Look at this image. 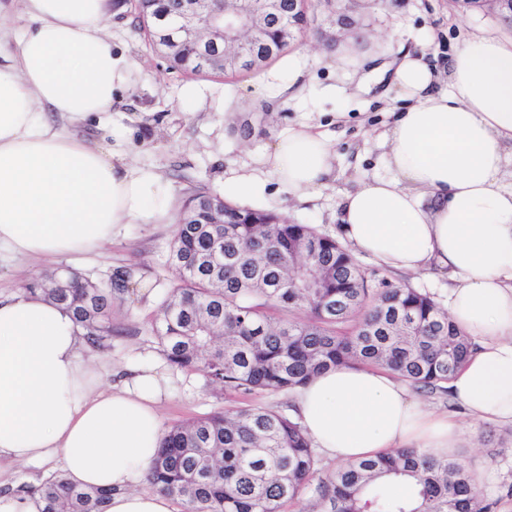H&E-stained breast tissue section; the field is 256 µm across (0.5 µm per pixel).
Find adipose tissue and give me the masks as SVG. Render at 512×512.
<instances>
[{
	"label": "adipose tissue",
	"mask_w": 512,
	"mask_h": 512,
	"mask_svg": "<svg viewBox=\"0 0 512 512\" xmlns=\"http://www.w3.org/2000/svg\"><path fill=\"white\" fill-rule=\"evenodd\" d=\"M19 3L34 27L0 57V250L77 260L124 225L171 222L170 181L134 165L112 125L135 65L105 34L117 0ZM390 69L410 106L381 135L387 175L343 195V237L388 268L447 270L450 319L476 344L448 397L473 421L512 425V42L472 36L449 57L444 90L410 54ZM64 120L102 135L72 136ZM332 172L330 140L305 126L224 192L250 199L274 183L309 199ZM87 349L72 313L43 294L0 297V466L59 459L74 482L111 489L107 512H172L169 496L130 488L163 435L165 375L139 368L106 387ZM293 402L313 446L346 463L405 447L450 456L462 432L382 369L324 371Z\"/></svg>",
	"instance_id": "ef3b65f1"
}]
</instances>
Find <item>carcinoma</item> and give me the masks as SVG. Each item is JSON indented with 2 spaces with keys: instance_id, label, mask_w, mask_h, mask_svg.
I'll return each mask as SVG.
<instances>
[{
  "instance_id": "1",
  "label": "carcinoma",
  "mask_w": 512,
  "mask_h": 512,
  "mask_svg": "<svg viewBox=\"0 0 512 512\" xmlns=\"http://www.w3.org/2000/svg\"><path fill=\"white\" fill-rule=\"evenodd\" d=\"M184 0H140L138 26L150 43L172 35ZM308 25L295 14L264 32L266 63ZM170 68L221 77L260 67L201 70L194 43L167 53ZM170 247L175 272L155 332L169 365L202 370L240 393L292 391L337 366L392 371L419 391H446L472 341L425 292L384 279L371 288L354 257L310 224L233 205L196 190L183 202ZM70 310L92 349L112 335V290L76 273L27 285ZM302 426L266 407H233L164 431L147 482L184 512H281L316 473ZM409 479L415 495L385 494ZM39 512H106L112 490L85 488L64 474L37 488ZM325 512H483L473 475L455 459L402 448L339 466L317 486Z\"/></svg>"
}]
</instances>
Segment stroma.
I'll use <instances>...</instances> for the list:
<instances>
[{
  "mask_svg": "<svg viewBox=\"0 0 512 512\" xmlns=\"http://www.w3.org/2000/svg\"><path fill=\"white\" fill-rule=\"evenodd\" d=\"M490 33L512 40V24L495 12L462 11L454 0H358L354 31L336 34L335 51H327L314 30H307L280 59L258 73L221 78L188 76L169 69L138 32L131 6L106 23L113 50L126 52L138 66L128 90L115 95L112 124L128 130L132 162L162 172L173 187V205L181 207L189 189L222 190L231 172L257 166L265 148L288 128L304 123L329 136L335 154V180L317 197L300 201L269 185L261 198L247 205L283 214L300 224L314 225L340 237L336 212L342 194L361 180L386 174L377 136L401 111L403 103L387 92V83L369 67L346 60L354 36L376 62H388L398 52L422 57L437 68L472 35ZM306 87L304 94L288 91L289 76ZM345 88V97H326L327 85ZM196 86L199 104H187L186 86ZM264 115L261 129L244 134V120ZM176 232L172 224H130L112 244L77 261L14 256L0 253V295L61 269H73L109 288L118 274L150 283L148 293L130 289L112 295L114 333L104 348L91 351L94 366L109 383L141 367H154L168 380L160 415L163 428L202 414L236 406L255 405L293 415L291 394L227 392L209 383L203 372L172 368L159 350L153 327L175 274L167 263ZM355 258L369 284L380 279L428 292L440 306L448 304V277L438 270L425 273L386 269L363 253ZM457 460L474 474L479 502L487 512H512V425L483 423L466 430ZM61 462L18 465L0 475V492L10 494L38 486L63 473Z\"/></svg>",
  "mask_w": 512,
  "mask_h": 512,
  "instance_id": "stroma-1",
  "label": "stroma"
}]
</instances>
